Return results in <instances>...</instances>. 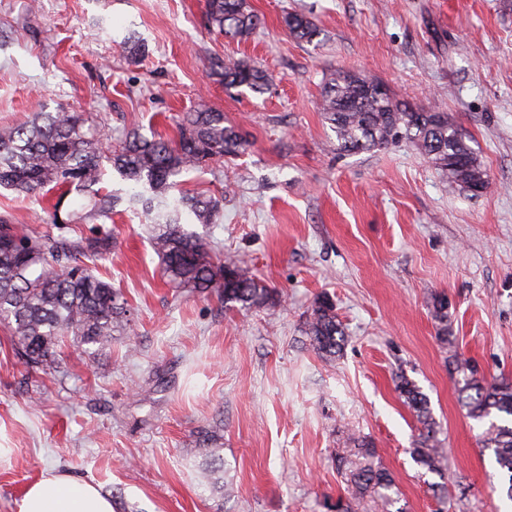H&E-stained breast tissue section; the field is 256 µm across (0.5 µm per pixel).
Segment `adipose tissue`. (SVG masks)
I'll return each mask as SVG.
<instances>
[{
    "label": "adipose tissue",
    "instance_id": "1",
    "mask_svg": "<svg viewBox=\"0 0 512 512\" xmlns=\"http://www.w3.org/2000/svg\"><path fill=\"white\" fill-rule=\"evenodd\" d=\"M20 512H114L111 499L94 485L67 474H48L31 484Z\"/></svg>",
    "mask_w": 512,
    "mask_h": 512
}]
</instances>
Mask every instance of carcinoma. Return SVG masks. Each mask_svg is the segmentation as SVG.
I'll list each match as a JSON object with an SVG mask.
<instances>
[{
  "instance_id": "1",
  "label": "carcinoma",
  "mask_w": 512,
  "mask_h": 512,
  "mask_svg": "<svg viewBox=\"0 0 512 512\" xmlns=\"http://www.w3.org/2000/svg\"><path fill=\"white\" fill-rule=\"evenodd\" d=\"M209 25L231 39L251 36L261 24L246 0H206ZM289 33L311 42L318 35L306 17H286ZM123 53L131 62L148 54L147 45L129 37ZM224 87L246 88L261 94L272 82L262 67L247 60L214 64ZM381 81L342 72L329 79L322 92L323 118L336 134L338 148L360 153L409 142L448 182L476 195L486 188L488 175L460 129L442 112H417L389 94L375 92ZM101 128L82 112H37L23 124L0 127V188L27 195L58 192L50 223L58 234L22 230L10 215L0 217V325L8 331L16 353L25 363H43L70 341L88 348L112 339L127 329V302L112 284L93 274L90 263L112 250V231L104 224L123 202L141 206L149 223L158 226L153 248L168 281L176 288L215 290L230 308L237 304L261 306L271 292L247 269L226 265L214 242L184 227L187 217L198 224H214L224 211V197L204 193L170 196L176 177L211 161L228 162L247 146L238 127L206 104L184 113L177 121L174 139H149L133 132L102 143ZM108 163L122 180L141 188L123 197L102 186ZM72 192L85 203L78 211L61 216L65 198ZM73 224H91V235L71 237ZM432 315L439 339L448 336V299L435 296ZM305 334L321 354L334 357L345 344L343 327L326 297L314 302L306 319ZM452 373L460 376L459 393L470 418L484 426L480 446L492 451L508 477L507 497L512 500V382L489 383L479 377L476 365L457 354L448 355ZM395 390L413 410L420 424L410 449L415 463L444 477V456L429 399L407 377L396 380ZM354 447L336 456L352 494L368 497L382 512L394 503L395 482L377 462L372 442L353 438ZM200 477L215 488L224 479V457L210 449V461Z\"/></svg>"
}]
</instances>
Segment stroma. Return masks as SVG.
Listing matches in <instances>:
<instances>
[{
  "instance_id": "obj_1",
  "label": "stroma",
  "mask_w": 512,
  "mask_h": 512,
  "mask_svg": "<svg viewBox=\"0 0 512 512\" xmlns=\"http://www.w3.org/2000/svg\"><path fill=\"white\" fill-rule=\"evenodd\" d=\"M247 3L262 24L238 41L210 31L206 0H0V125L64 107L115 137H172L204 100L240 128L248 145L234 163L178 186L234 184L203 232L273 295L228 309L170 287L151 224L134 208L115 216L93 272L128 301L124 335L31 367L0 327V512H18L50 471L98 487L114 512H331L350 495L334 457L354 433L373 442L405 512H512L448 371L453 349L486 380H512V0ZM294 12L316 25L313 42L290 35ZM132 32L148 47L135 63L120 47ZM238 60L272 73L267 93L225 90L212 65ZM342 71L447 113L488 187H451L405 142L340 152L320 102ZM55 201L0 189V214L48 234ZM440 293L450 347L432 317ZM323 295L346 333L332 359L304 333ZM401 375L430 400L444 475L409 453L420 426L395 390ZM214 446L232 492L195 478Z\"/></svg>"
}]
</instances>
